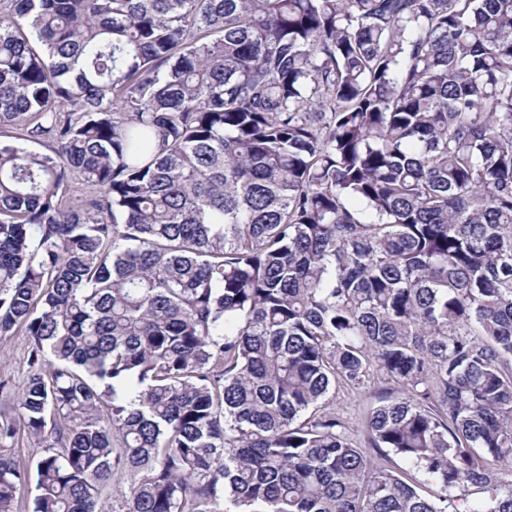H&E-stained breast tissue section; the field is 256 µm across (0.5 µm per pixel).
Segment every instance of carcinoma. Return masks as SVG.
<instances>
[{
  "label": "carcinoma",
  "instance_id": "cac0c4a2",
  "mask_svg": "<svg viewBox=\"0 0 512 512\" xmlns=\"http://www.w3.org/2000/svg\"><path fill=\"white\" fill-rule=\"evenodd\" d=\"M1 129L0 512H512V0H0ZM30 341L24 327H16L10 336L0 341V379L21 386L28 373ZM393 384L374 373L357 387L337 386L329 400V408L342 418L350 438L362 445L366 443L365 421L371 408L377 405L381 393H388Z\"/></svg>",
  "mask_w": 512,
  "mask_h": 512
}]
</instances>
